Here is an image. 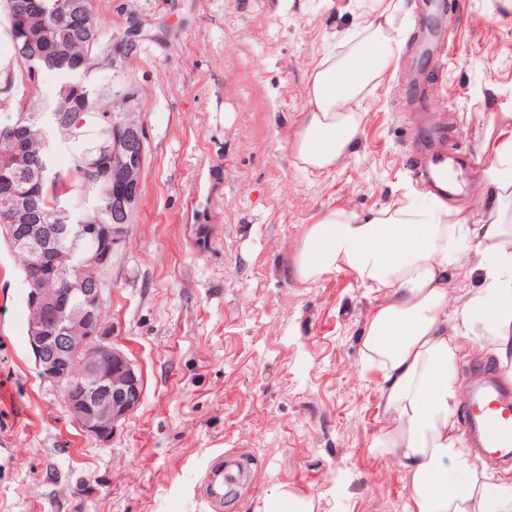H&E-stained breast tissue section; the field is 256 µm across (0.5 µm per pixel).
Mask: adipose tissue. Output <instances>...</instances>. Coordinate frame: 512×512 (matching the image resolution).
Here are the masks:
<instances>
[{
	"label": "adipose tissue",
	"instance_id": "adipose-tissue-1",
	"mask_svg": "<svg viewBox=\"0 0 512 512\" xmlns=\"http://www.w3.org/2000/svg\"><path fill=\"white\" fill-rule=\"evenodd\" d=\"M363 41L310 73L306 112L292 142L301 167L332 173L363 122L365 91L391 68L398 41L392 0H364ZM488 218L467 223L433 196L403 194L367 217L334 209L307 229L291 273L306 283L348 270L382 292L362 334L365 360L384 372L387 424L377 447L395 456L410 488L407 512H512V479L465 463L458 431L467 341L487 347L512 378V154L491 168ZM483 286L448 304V269L468 252Z\"/></svg>",
	"mask_w": 512,
	"mask_h": 512
}]
</instances>
